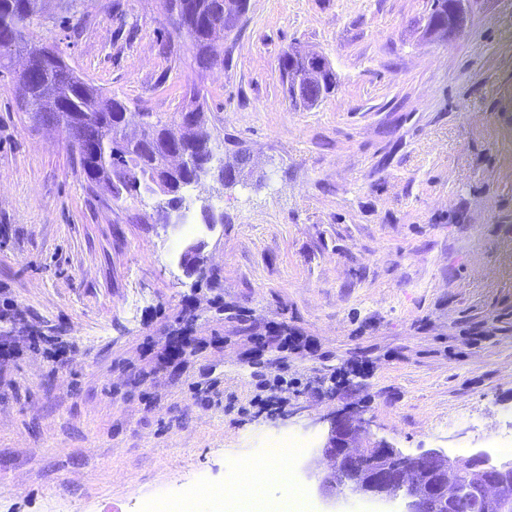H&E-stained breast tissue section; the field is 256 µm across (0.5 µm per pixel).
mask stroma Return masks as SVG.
Listing matches in <instances>:
<instances>
[{
    "instance_id": "35a3bbf8",
    "label": "stroma",
    "mask_w": 512,
    "mask_h": 512,
    "mask_svg": "<svg viewBox=\"0 0 512 512\" xmlns=\"http://www.w3.org/2000/svg\"><path fill=\"white\" fill-rule=\"evenodd\" d=\"M429 6L249 0L207 71L158 0H77L35 27L129 112L196 90L257 168L188 190L222 225L164 227L157 199L94 191L0 72V512H141L190 486L218 512L268 440L321 441L346 407L408 454L512 432V0H472L449 44L422 39ZM292 46L336 72L310 109L284 93Z\"/></svg>"
}]
</instances>
